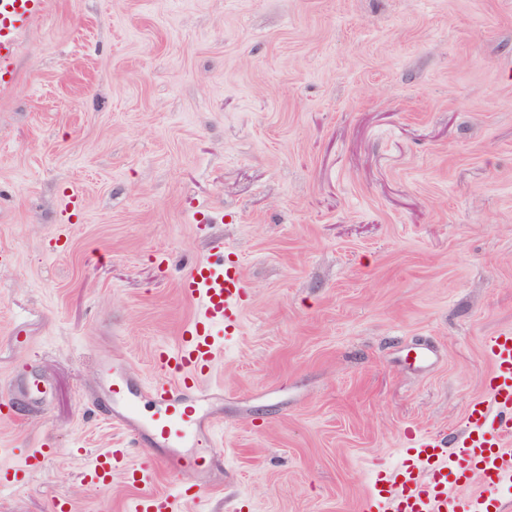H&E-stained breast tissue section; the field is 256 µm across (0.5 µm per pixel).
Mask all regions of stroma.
Segmentation results:
<instances>
[{
  "label": "stroma",
  "instance_id": "35a3bbf8",
  "mask_svg": "<svg viewBox=\"0 0 512 512\" xmlns=\"http://www.w3.org/2000/svg\"><path fill=\"white\" fill-rule=\"evenodd\" d=\"M219 249L249 297L180 512H362L405 430L460 438L512 334V0H45L0 92V512L173 492L146 442L83 470ZM127 455V448H112L107 454L85 471V477L94 485L105 486L112 469L120 464Z\"/></svg>",
  "mask_w": 512,
  "mask_h": 512
}]
</instances>
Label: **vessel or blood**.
<instances>
[{
  "mask_svg": "<svg viewBox=\"0 0 512 512\" xmlns=\"http://www.w3.org/2000/svg\"><path fill=\"white\" fill-rule=\"evenodd\" d=\"M44 0H0V91L10 87L8 76L20 39ZM182 292L196 306L183 329L177 350H159L156 360L166 378L148 391L149 413H142L122 375L112 377V419L133 443L148 440L163 448V466L170 477L185 469L208 476L221 460L222 450L210 433L214 422L208 393L200 386L221 353L214 327L233 337L240 325L248 288L237 268L228 261H205L182 281ZM491 372L489 397L470 405L465 429L456 447L442 437L408 434L393 473L373 476L368 497L370 512H491V499L462 496L461 488L478 483L484 488L512 486V335L493 337L488 346ZM123 448L111 449L85 472L94 485H107L113 468L126 457ZM170 495L141 492L133 512H174Z\"/></svg>",
  "mask_w": 512,
  "mask_h": 512,
  "instance_id": "1",
  "label": "vessel or blood"
}]
</instances>
